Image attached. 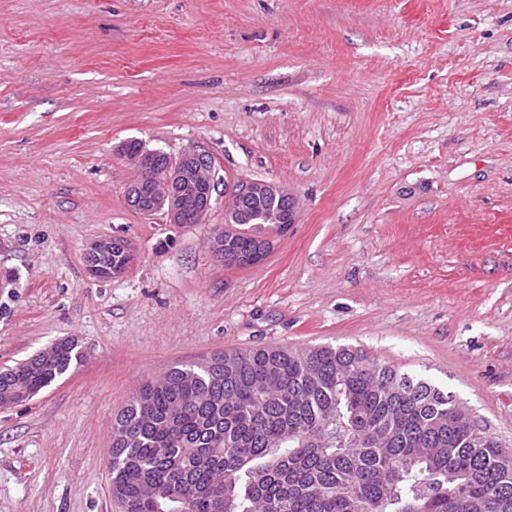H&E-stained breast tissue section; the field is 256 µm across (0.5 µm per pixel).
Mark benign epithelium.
I'll return each instance as SVG.
<instances>
[{"label": "benign epithelium", "instance_id": "benign-epithelium-1", "mask_svg": "<svg viewBox=\"0 0 512 512\" xmlns=\"http://www.w3.org/2000/svg\"><path fill=\"white\" fill-rule=\"evenodd\" d=\"M122 156L138 172L137 179L127 190L126 200L130 208L144 216L161 212L173 224L206 223L216 188V170L210 155L189 148L177 156L145 149L136 154L124 150ZM268 196L285 200V206L272 212V223L276 229L284 233L288 225L295 223V204L287 189L271 182L241 180L230 188L227 197V200L237 204L233 210L234 222L225 224L210 238V250L218 261L222 262L224 258L218 253L216 239L224 231L236 228V224L250 220L251 210L248 205ZM114 245L121 248L124 261L112 267L109 277L114 278L126 272L134 262V254L129 245L112 238H99L90 241L84 249L89 275L102 277L97 260L111 253Z\"/></svg>", "mask_w": 512, "mask_h": 512}]
</instances>
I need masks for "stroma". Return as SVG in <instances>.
<instances>
[{
    "mask_svg": "<svg viewBox=\"0 0 512 512\" xmlns=\"http://www.w3.org/2000/svg\"><path fill=\"white\" fill-rule=\"evenodd\" d=\"M129 140L288 188L227 268L132 210ZM135 255L89 276L86 244ZM78 363L0 407V512H119L112 422L221 351L330 345L430 380L512 448V0H0V367ZM113 245H116L121 248L124 257V261L122 262V264H119L117 266H113L112 263L114 261L121 262L122 257L119 248H116V250L112 252ZM111 252V255L103 259V264L105 266L112 267V271H109V277L107 278H114L124 274L128 267L134 262V254L126 242L118 241V239L112 238L95 239L90 241L84 249L86 269L88 274L94 278H101L102 270L99 265H96L97 260H99L100 257L107 255Z\"/></svg>",
    "mask_w": 512,
    "mask_h": 512,
    "instance_id": "1",
    "label": "stroma"
}]
</instances>
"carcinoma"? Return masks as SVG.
<instances>
[{
	"mask_svg": "<svg viewBox=\"0 0 512 512\" xmlns=\"http://www.w3.org/2000/svg\"><path fill=\"white\" fill-rule=\"evenodd\" d=\"M272 199L225 255L251 256ZM0 370V394L34 395L79 358ZM112 423L108 463L122 512H512V450L461 420L429 381L347 347H263L174 367Z\"/></svg>",
	"mask_w": 512,
	"mask_h": 512,
	"instance_id": "cac0c4a2",
	"label": "carcinoma"
}]
</instances>
